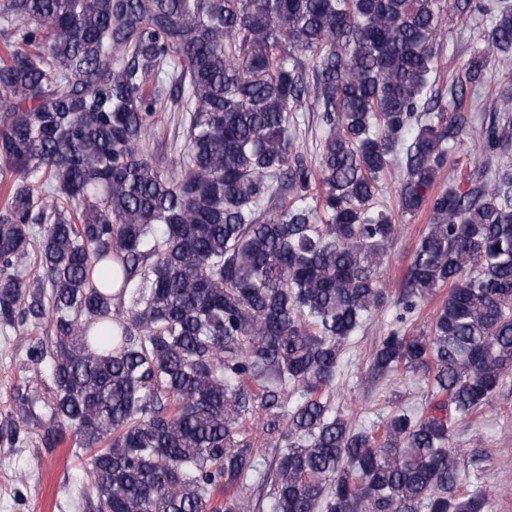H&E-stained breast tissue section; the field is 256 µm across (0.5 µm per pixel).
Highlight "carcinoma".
I'll return each instance as SVG.
<instances>
[{
    "instance_id": "obj_1",
    "label": "carcinoma",
    "mask_w": 512,
    "mask_h": 512,
    "mask_svg": "<svg viewBox=\"0 0 512 512\" xmlns=\"http://www.w3.org/2000/svg\"><path fill=\"white\" fill-rule=\"evenodd\" d=\"M448 0H0V328L31 327L0 438L71 432L86 512H489L461 489L452 424L512 377V93L488 122L473 53L426 97ZM487 47L512 58V0H477ZM328 126L314 165L293 150L307 101ZM188 113L179 160L144 142ZM474 143L461 191L435 190ZM400 165L401 216L430 212L396 298L399 230L375 206ZM42 273L23 274L30 263ZM427 330L405 324L436 289ZM393 306L372 377L423 372L426 407L381 432L332 405L344 344ZM282 449L257 462L249 421ZM471 149L472 144L468 143L467 145H461L449 150L448 162L437 179L436 187L438 189L448 187V179H451L454 182H459L461 179L460 172L463 174V176H466V174H468L470 170L468 164V155Z\"/></svg>"
}]
</instances>
